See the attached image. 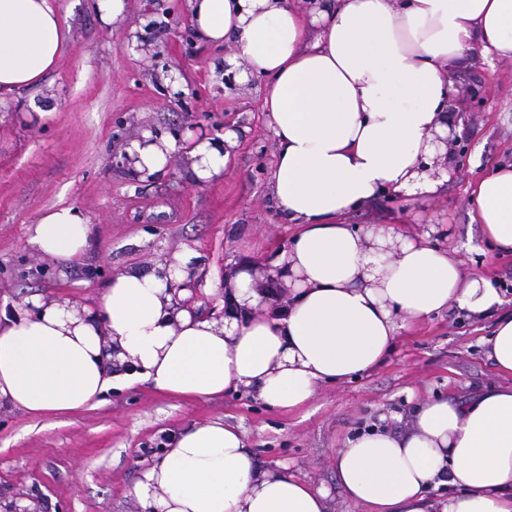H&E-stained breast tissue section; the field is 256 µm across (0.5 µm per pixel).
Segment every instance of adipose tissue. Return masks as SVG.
Returning <instances> with one entry per match:
<instances>
[{"label": "adipose tissue", "mask_w": 512, "mask_h": 512, "mask_svg": "<svg viewBox=\"0 0 512 512\" xmlns=\"http://www.w3.org/2000/svg\"><path fill=\"white\" fill-rule=\"evenodd\" d=\"M199 38L232 40L225 64L239 82L271 76L261 110L276 143L271 197L297 224L269 279L287 296L274 309L255 267L230 274L232 307L204 316L181 304L185 250L152 271L105 285L98 309L37 303L0 320V404L66 414L108 391L147 382L205 400L257 390L269 408L310 403L321 384L380 366L397 339L449 305L494 317L488 358L512 374V312L497 288L464 274L455 252L398 225L347 223L378 194L436 196L428 159L449 131L447 64L474 45L512 60V0H188ZM55 0H0V103L39 84L64 49ZM233 132L185 148L195 183L223 177ZM175 140L145 131L123 152L131 175L166 171ZM472 217L494 249L512 253V165L478 180ZM93 235L74 206L29 228L42 256L69 262ZM181 290L171 289V282ZM129 371L113 372L110 359ZM346 499L365 512H512V385L471 399L434 398L408 429L373 427L331 456ZM147 512H328L327 493L287 467L255 468L245 432L220 420L179 435L144 475Z\"/></svg>", "instance_id": "ef3b65f1"}]
</instances>
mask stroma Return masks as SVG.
I'll list each match as a JSON object with an SVG mask.
<instances>
[{
	"mask_svg": "<svg viewBox=\"0 0 512 512\" xmlns=\"http://www.w3.org/2000/svg\"><path fill=\"white\" fill-rule=\"evenodd\" d=\"M121 21L104 24L95 0H57L70 31L56 68L19 100L0 107V312L26 298L70 300L95 308L102 288L131 268L151 270L176 252H195L190 301L197 312H223L228 275L245 265L270 267L296 225L279 217L270 196L275 141L260 104L269 83L238 82L224 69L232 42L206 45L187 0H125ZM450 103L464 126L466 155L435 166L448 180L432 201L378 195L350 216L353 224H401L455 250L467 275L503 281L512 254L484 240L470 212L472 184L512 163V60L472 53L450 70ZM46 109L30 115L31 105ZM203 135L235 131L223 179L205 185L186 174L176 152L166 174L129 178L122 147L149 130L183 142L189 124ZM79 207L94 226L76 261L42 257L29 227L46 209ZM491 320L457 306L405 331L387 360L360 379L318 387L294 412L268 408L241 390L206 401L167 396L138 384L107 393L96 406L61 416L0 407V503L30 512H145L135 488L173 438L222 419L248 434L258 467L288 465L326 489L330 512L348 504L330 465L334 449L380 414L399 413L437 396L470 398L512 384L487 358Z\"/></svg>",
	"mask_w": 512,
	"mask_h": 512,
	"instance_id": "35a3bbf8",
	"label": "stroma"
}]
</instances>
